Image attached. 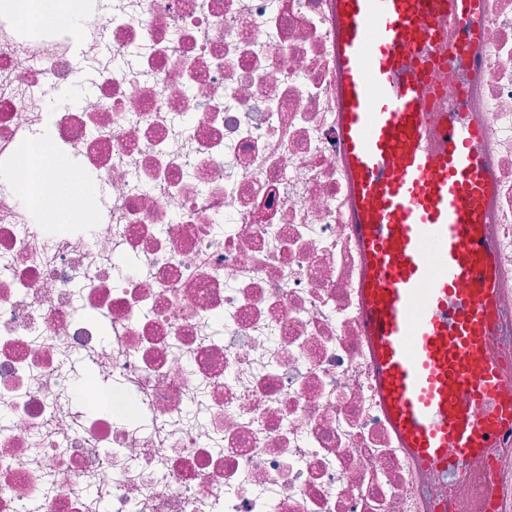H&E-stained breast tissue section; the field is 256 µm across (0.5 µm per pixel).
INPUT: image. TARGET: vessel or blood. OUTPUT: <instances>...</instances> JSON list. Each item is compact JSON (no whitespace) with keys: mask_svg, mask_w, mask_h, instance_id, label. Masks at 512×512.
<instances>
[{"mask_svg":"<svg viewBox=\"0 0 512 512\" xmlns=\"http://www.w3.org/2000/svg\"><path fill=\"white\" fill-rule=\"evenodd\" d=\"M339 137L362 257L360 320L403 453L448 469L512 428L492 350L494 178L480 119L430 109L426 68L477 49L487 0H335Z\"/></svg>","mask_w":512,"mask_h":512,"instance_id":"obj_1","label":"vessel or blood"}]
</instances>
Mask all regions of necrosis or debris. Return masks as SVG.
<instances>
[{
  "mask_svg": "<svg viewBox=\"0 0 512 512\" xmlns=\"http://www.w3.org/2000/svg\"><path fill=\"white\" fill-rule=\"evenodd\" d=\"M77 13L0 0V512H512V433L427 469L379 403L332 0ZM475 57L427 82L482 118L512 374V0Z\"/></svg>",
  "mask_w": 512,
  "mask_h": 512,
  "instance_id": "4bbe7bcc",
  "label": "necrosis or debris"
}]
</instances>
